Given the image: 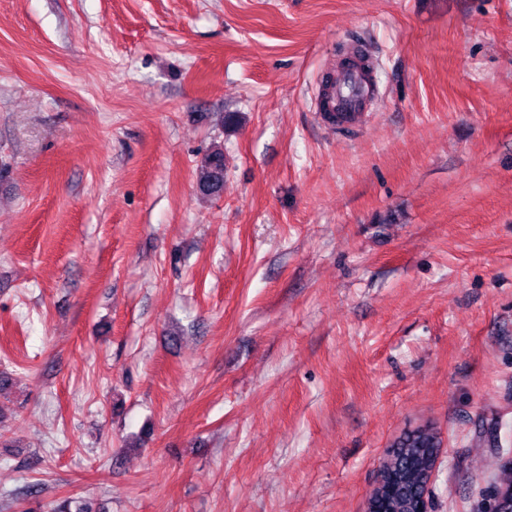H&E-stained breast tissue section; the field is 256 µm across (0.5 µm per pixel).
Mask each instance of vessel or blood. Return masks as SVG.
I'll list each match as a JSON object with an SVG mask.
<instances>
[{"label":"vessel or blood","instance_id":"obj_1","mask_svg":"<svg viewBox=\"0 0 512 512\" xmlns=\"http://www.w3.org/2000/svg\"><path fill=\"white\" fill-rule=\"evenodd\" d=\"M314 102L320 123L347 129L356 126L367 112L368 87L361 70L339 71L330 96L315 93Z\"/></svg>","mask_w":512,"mask_h":512}]
</instances>
